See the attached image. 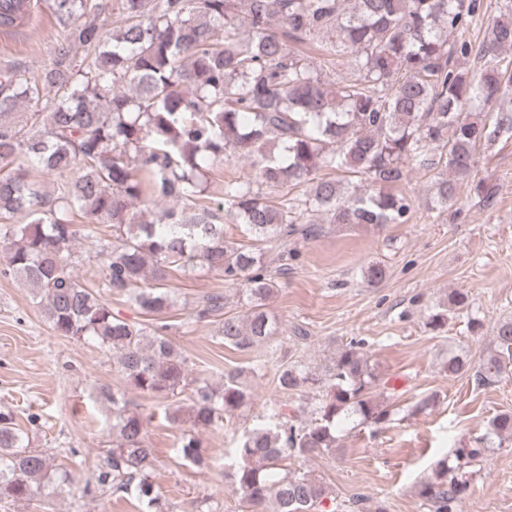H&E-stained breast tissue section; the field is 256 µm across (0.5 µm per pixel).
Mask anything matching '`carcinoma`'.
<instances>
[{"instance_id":"1","label":"carcinoma","mask_w":512,"mask_h":512,"mask_svg":"<svg viewBox=\"0 0 512 512\" xmlns=\"http://www.w3.org/2000/svg\"><path fill=\"white\" fill-rule=\"evenodd\" d=\"M125 15L108 37L82 17L97 0H50L61 32L51 66L36 76L15 69L0 78V237L7 240L0 275L34 288L53 331L112 350L124 381L141 393L171 399L186 380V361L163 334L112 312L100 291L74 274V217L109 224L100 241L103 287L122 294L142 314L174 307L166 284L175 265H198L224 277L241 315H226L224 345L248 352L273 341L277 319L266 302L278 286L264 250L288 248V237L313 224H404L409 199L392 191L415 166L434 173L435 206L446 209L469 183L477 149L512 139V112L493 108L512 88V3L504 2L478 45L451 41L466 29L480 0H120ZM27 0H0V28H16ZM278 19L283 31L272 27ZM332 64L359 72L338 85L306 61L297 45L318 36ZM85 52L76 60L73 51ZM477 57V72L459 58ZM237 156L255 173L224 182V201L201 202L210 169ZM38 167L73 178L49 202L30 179ZM177 205L143 220L160 200ZM21 215L24 224L9 220ZM241 238L224 234V216ZM307 220L309 226L299 229ZM229 304L210 297L196 311L208 318ZM497 353L476 367L480 385L497 381L512 355V320L497 326ZM471 368L451 356L450 376ZM243 371L215 389L199 383L188 411L173 402L167 419L207 428L251 402ZM318 386L314 420L302 425L277 408L268 423L245 432L224 478L247 512H336L322 480L295 474L282 462L336 447L344 417L380 427L391 413L374 398L381 381L351 341L332 358L325 378L285 362L277 386L285 394ZM112 402L116 442L96 465V484L131 495L142 512H166L151 480L157 466L148 421L129 411L124 394ZM512 439V414L491 422ZM177 454L207 464L193 434ZM480 448L457 449L421 483L430 512H457ZM53 479L51 458L29 447L9 413L0 412V501H24Z\"/></svg>"}]
</instances>
